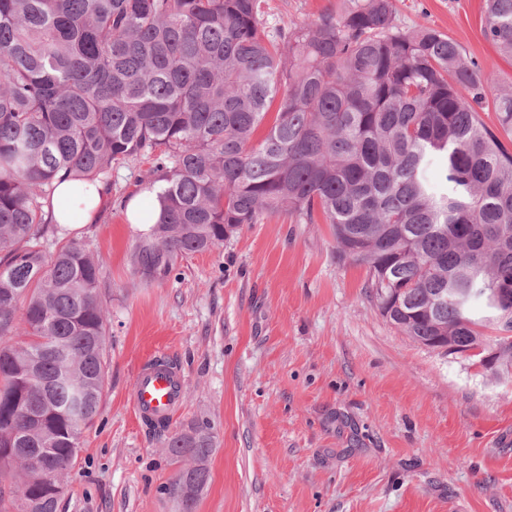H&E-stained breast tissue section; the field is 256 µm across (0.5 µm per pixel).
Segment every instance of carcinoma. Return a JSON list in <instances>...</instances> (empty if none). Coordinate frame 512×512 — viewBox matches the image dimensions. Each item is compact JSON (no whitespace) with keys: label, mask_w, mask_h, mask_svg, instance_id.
Segmentation results:
<instances>
[{"label":"carcinoma","mask_w":512,"mask_h":512,"mask_svg":"<svg viewBox=\"0 0 512 512\" xmlns=\"http://www.w3.org/2000/svg\"><path fill=\"white\" fill-rule=\"evenodd\" d=\"M261 2L0 0L1 449L76 463L106 380L104 258L46 250L44 201L58 178L109 185L145 154L160 216L131 252L140 281L266 216H320L377 302L399 294L385 313L404 335L464 354L490 329L512 369V153L479 115L492 104L512 134V88L440 30L400 28L393 0L278 27ZM484 35L512 56V0H486ZM164 443L201 462L214 436L198 420ZM208 480L183 473V512ZM60 502L22 462L0 473V512Z\"/></svg>","instance_id":"obj_1"}]
</instances>
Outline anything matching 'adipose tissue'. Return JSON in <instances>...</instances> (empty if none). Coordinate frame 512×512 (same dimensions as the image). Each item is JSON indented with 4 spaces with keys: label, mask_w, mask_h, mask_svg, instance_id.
Wrapping results in <instances>:
<instances>
[{
    "label": "adipose tissue",
    "mask_w": 512,
    "mask_h": 512,
    "mask_svg": "<svg viewBox=\"0 0 512 512\" xmlns=\"http://www.w3.org/2000/svg\"><path fill=\"white\" fill-rule=\"evenodd\" d=\"M106 203L101 186L63 180L56 183L48 208L57 224L77 230L93 223Z\"/></svg>",
    "instance_id": "obj_1"
}]
</instances>
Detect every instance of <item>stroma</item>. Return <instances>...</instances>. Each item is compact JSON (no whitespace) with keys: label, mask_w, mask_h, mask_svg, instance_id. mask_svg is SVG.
I'll list each match as a JSON object with an SVG mask.
<instances>
[{"label":"stroma","mask_w":512,"mask_h":512,"mask_svg":"<svg viewBox=\"0 0 512 512\" xmlns=\"http://www.w3.org/2000/svg\"><path fill=\"white\" fill-rule=\"evenodd\" d=\"M343 0H263L270 24L339 12ZM404 28L434 27L482 77L512 87V58L484 35V0H396ZM153 160L114 167L95 223L58 232L105 257L106 384L80 440L60 512H179L177 467L132 402L139 368L165 356L184 398L179 431L214 428L195 512H512V375L405 336L380 313L361 266L339 261L328 225L285 216L143 284L129 263L126 204Z\"/></svg>","instance_id":"obj_1"}]
</instances>
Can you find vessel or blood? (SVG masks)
<instances>
[{
  "instance_id": "obj_1",
  "label": "vessel or blood",
  "mask_w": 512,
  "mask_h": 512,
  "mask_svg": "<svg viewBox=\"0 0 512 512\" xmlns=\"http://www.w3.org/2000/svg\"><path fill=\"white\" fill-rule=\"evenodd\" d=\"M182 388L177 373L143 365L135 378L133 399L141 415L171 418L176 410Z\"/></svg>"
}]
</instances>
